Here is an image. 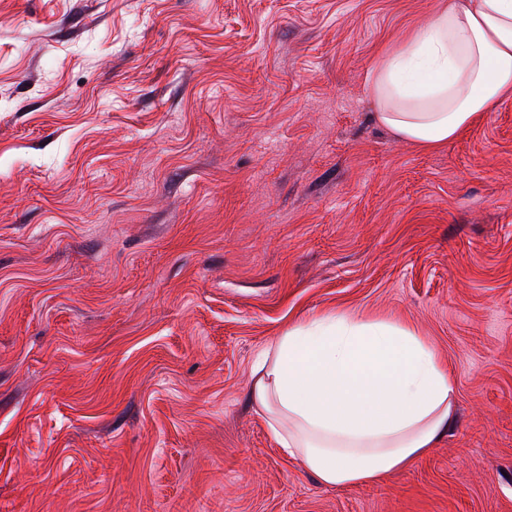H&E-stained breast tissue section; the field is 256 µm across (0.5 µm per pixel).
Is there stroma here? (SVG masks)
<instances>
[{"mask_svg":"<svg viewBox=\"0 0 512 512\" xmlns=\"http://www.w3.org/2000/svg\"><path fill=\"white\" fill-rule=\"evenodd\" d=\"M435 0H0V512H512V100L424 150L369 69ZM323 311L455 418L321 486L248 398Z\"/></svg>","mask_w":512,"mask_h":512,"instance_id":"1","label":"stroma"}]
</instances>
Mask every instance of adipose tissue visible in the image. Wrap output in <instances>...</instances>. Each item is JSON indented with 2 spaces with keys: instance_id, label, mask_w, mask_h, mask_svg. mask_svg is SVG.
Segmentation results:
<instances>
[{
  "instance_id": "obj_1",
  "label": "adipose tissue",
  "mask_w": 512,
  "mask_h": 512,
  "mask_svg": "<svg viewBox=\"0 0 512 512\" xmlns=\"http://www.w3.org/2000/svg\"><path fill=\"white\" fill-rule=\"evenodd\" d=\"M376 119L436 149L512 98V0H445L373 64ZM456 388L428 341L319 314L260 350L249 399L280 450L325 487L405 471L447 432Z\"/></svg>"
}]
</instances>
